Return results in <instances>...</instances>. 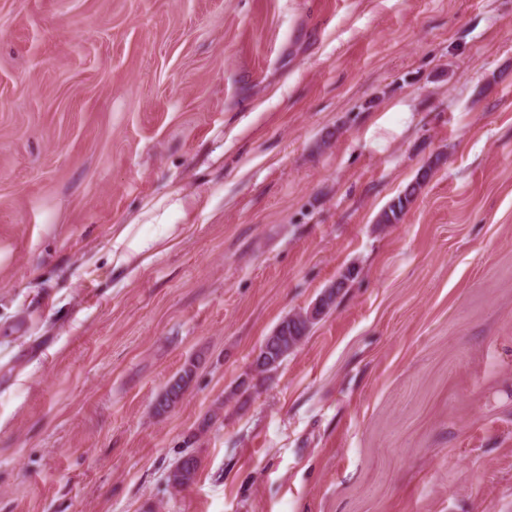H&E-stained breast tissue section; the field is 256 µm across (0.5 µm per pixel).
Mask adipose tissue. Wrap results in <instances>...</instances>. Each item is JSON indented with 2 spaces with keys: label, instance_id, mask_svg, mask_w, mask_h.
I'll use <instances>...</instances> for the list:
<instances>
[{
  "label": "adipose tissue",
  "instance_id": "1",
  "mask_svg": "<svg viewBox=\"0 0 512 512\" xmlns=\"http://www.w3.org/2000/svg\"><path fill=\"white\" fill-rule=\"evenodd\" d=\"M190 202L180 190H172L167 197L165 210L151 208L148 211L153 223L162 225L163 231L159 236L145 239L131 236L129 227L116 230L112 238V250L109 259L115 266H130L134 259L145 258L159 251L160 247L175 235L176 227L168 221L169 213L185 214Z\"/></svg>",
  "mask_w": 512,
  "mask_h": 512
}]
</instances>
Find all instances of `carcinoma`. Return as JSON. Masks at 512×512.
<instances>
[{
    "instance_id": "carcinoma-1",
    "label": "carcinoma",
    "mask_w": 512,
    "mask_h": 512,
    "mask_svg": "<svg viewBox=\"0 0 512 512\" xmlns=\"http://www.w3.org/2000/svg\"><path fill=\"white\" fill-rule=\"evenodd\" d=\"M440 162L441 157L437 155L434 160L421 167L415 178L380 212L377 223L384 225L400 223ZM353 278L354 269H346L336 282L320 293L317 298L318 306L314 307V311L304 308L286 316L270 335L264 338L255 360V375L252 376V380H244L239 384L242 392L255 389L272 377L288 356L307 338L312 327L335 308L338 296ZM177 376H179L177 387H164L154 400L153 410L158 417L169 413L181 402L184 396L183 390L190 388L194 381L195 365L190 364L184 367ZM186 447L188 451L179 458L183 466H173L166 478L167 485L176 491L194 483L201 465L199 457L189 451L192 443L186 442Z\"/></svg>"
}]
</instances>
